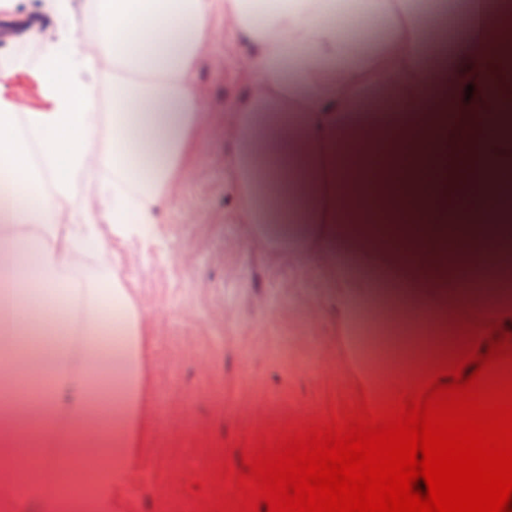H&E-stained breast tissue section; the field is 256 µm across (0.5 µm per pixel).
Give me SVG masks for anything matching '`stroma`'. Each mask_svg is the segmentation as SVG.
<instances>
[{"mask_svg": "<svg viewBox=\"0 0 512 512\" xmlns=\"http://www.w3.org/2000/svg\"><path fill=\"white\" fill-rule=\"evenodd\" d=\"M54 23L37 0L0 12V51L35 60L28 28ZM239 49L206 48L197 82L215 125L239 85ZM0 100L23 110L46 105L29 66L0 77ZM224 147L203 143L161 222L136 245L108 239L112 265L149 306L150 365L141 465L121 512H174L191 486L247 438L354 405L359 395L338 357L330 285L315 262L280 257L248 239L234 218Z\"/></svg>", "mask_w": 512, "mask_h": 512, "instance_id": "35a3bbf8", "label": "stroma"}]
</instances>
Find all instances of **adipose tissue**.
Returning a JSON list of instances; mask_svg holds the SVG:
<instances>
[{
  "mask_svg": "<svg viewBox=\"0 0 512 512\" xmlns=\"http://www.w3.org/2000/svg\"><path fill=\"white\" fill-rule=\"evenodd\" d=\"M333 3L84 0L77 14L43 0L55 35L27 39L47 105L0 103V495L18 512H66L62 466L78 458L93 485L79 512H120L140 467L147 307L106 239L149 237L185 177L210 126L195 73L216 36L245 52L225 103L236 220L274 254L321 264L341 359L368 401L414 382L477 300L512 329V213L499 206L512 79L489 74L512 62V0H478L426 64L433 0H359L360 41ZM475 61L472 82L449 81V65ZM455 145L475 172L441 198L429 167ZM356 265L401 286L378 291L366 328ZM402 298L427 306L421 327L402 321Z\"/></svg>",
  "mask_w": 512,
  "mask_h": 512,
  "instance_id": "adipose-tissue-1",
  "label": "adipose tissue"
}]
</instances>
